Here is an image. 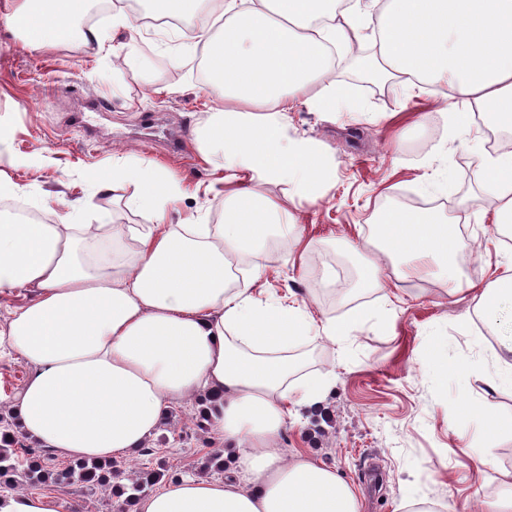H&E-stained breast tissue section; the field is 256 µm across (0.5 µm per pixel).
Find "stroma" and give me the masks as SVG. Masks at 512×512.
Instances as JSON below:
<instances>
[{"label":"stroma","mask_w":512,"mask_h":512,"mask_svg":"<svg viewBox=\"0 0 512 512\" xmlns=\"http://www.w3.org/2000/svg\"><path fill=\"white\" fill-rule=\"evenodd\" d=\"M128 10L132 29L112 25L111 15L94 23L104 49L65 41L42 51L22 45L0 25V125L9 129L0 155V179L14 187V200L61 219L51 196L62 193L82 205L83 223L146 224L147 214L130 205L133 186L99 191L95 180L118 162L164 168L181 187L167 208L171 224H219L223 211L206 188L211 170L199 161L192 129L212 104L205 93L200 58L184 65L180 53L194 42L197 24L179 29L142 23L147 0ZM136 37L141 56L125 58L123 45ZM355 60L346 61L336 84L357 104L354 112H320L308 104L286 118L289 133L329 146L336 157L334 187L293 216L304 241L319 243L307 254H279L259 282L265 291L294 294L314 314L339 320L361 311L364 322L338 349L319 340L303 343L305 361L295 382L336 378L321 404L299 410L279 445L304 446L336 466L356 488L360 512H409L420 495L450 512H479L499 490L494 473L512 474V431L496 436L490 449L462 447L448 420L460 403L472 412L465 421L477 435L480 417H512V387L490 389L495 338L480 321L464 322L468 302L448 292L442 279L352 288V270L342 243L364 244L373 224L394 197L431 204L434 216L454 217L465 248L459 258L462 284L484 283L512 260V247L495 225L481 224V187L476 179L489 141L488 124L478 130L448 128L437 105L438 84L405 93L390 83L374 90L356 82ZM182 136L181 149L170 146ZM336 270L335 285L323 281L325 266ZM447 369L433 366L435 353ZM195 397L179 400L149 440L159 448L175 478L197 475L205 453L221 449L213 429H201ZM67 512H117L111 488L64 485L54 490Z\"/></svg>","instance_id":"35a3bbf8"}]
</instances>
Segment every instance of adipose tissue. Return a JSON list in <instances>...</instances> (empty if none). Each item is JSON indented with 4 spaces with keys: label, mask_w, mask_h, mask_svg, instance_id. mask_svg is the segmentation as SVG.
Here are the masks:
<instances>
[{
    "label": "adipose tissue",
    "mask_w": 512,
    "mask_h": 512,
    "mask_svg": "<svg viewBox=\"0 0 512 512\" xmlns=\"http://www.w3.org/2000/svg\"><path fill=\"white\" fill-rule=\"evenodd\" d=\"M215 0L219 34L201 26L208 93L215 102L193 130L201 161L217 173L209 190L224 202L220 224H170L178 182L155 168L123 165L97 177L98 189L134 186L132 204L148 224L0 222V293L32 297L0 326V352L33 372L10 405L22 434L74 460L135 454L166 422L176 400L199 397L224 443V475L186 477L140 498L130 512H360L356 489L305 449L278 440L298 406L318 402L324 381L292 384L301 357L291 347L318 337L344 344L361 323L316 319L306 304L258 299L262 276L229 285L231 261L249 255L277 224L289 249L302 248L283 202L258 186L288 185L289 201L322 199L334 155L289 134L286 114L309 98L333 111L344 103L332 56L373 35L389 75L409 88L435 82L451 91L457 129L476 115L512 129V0ZM89 0H15L0 14L26 47L67 40ZM492 221L512 223V151L486 157L477 175ZM378 257H365L359 285L380 287L384 262L401 281L458 283L463 248L455 219L406 207L374 225ZM471 309L498 338V384L512 385V274L470 285Z\"/></svg>",
    "instance_id": "ef3b65f1"
}]
</instances>
